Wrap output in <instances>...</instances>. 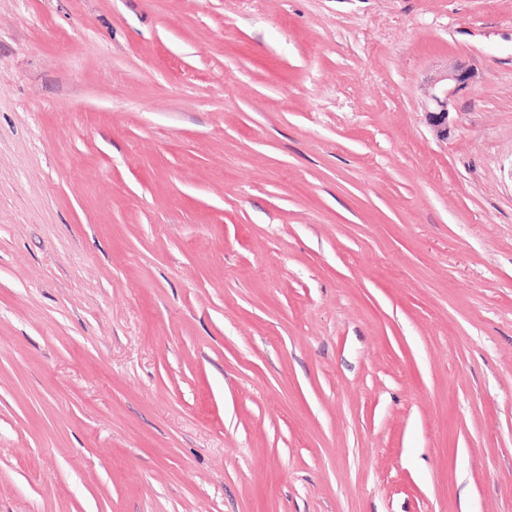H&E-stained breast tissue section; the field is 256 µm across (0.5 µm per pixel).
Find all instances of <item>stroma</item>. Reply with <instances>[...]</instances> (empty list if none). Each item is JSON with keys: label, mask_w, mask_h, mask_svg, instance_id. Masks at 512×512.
I'll return each instance as SVG.
<instances>
[{"label": "stroma", "mask_w": 512, "mask_h": 512, "mask_svg": "<svg viewBox=\"0 0 512 512\" xmlns=\"http://www.w3.org/2000/svg\"><path fill=\"white\" fill-rule=\"evenodd\" d=\"M0 512H512V0H0ZM473 73L462 66H457L437 80L429 94L432 109L427 111L429 121L440 137L448 136V104L460 92L468 89L473 83ZM443 82L439 86L437 84Z\"/></svg>", "instance_id": "stroma-1"}]
</instances>
